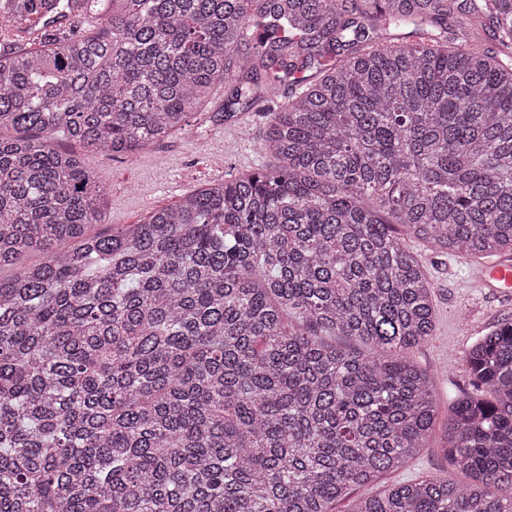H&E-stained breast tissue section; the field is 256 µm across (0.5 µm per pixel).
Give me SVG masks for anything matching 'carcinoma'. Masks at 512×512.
<instances>
[{
  "label": "carcinoma",
  "mask_w": 512,
  "mask_h": 512,
  "mask_svg": "<svg viewBox=\"0 0 512 512\" xmlns=\"http://www.w3.org/2000/svg\"><path fill=\"white\" fill-rule=\"evenodd\" d=\"M98 2L0 0L43 22L0 50V512H335L438 418L403 240L512 256V0H108L96 34L58 26ZM218 83L230 114L275 102L269 162L90 233L103 190L54 140L133 154ZM466 361L443 450L468 482L351 512H512V318Z\"/></svg>",
  "instance_id": "obj_1"
}]
</instances>
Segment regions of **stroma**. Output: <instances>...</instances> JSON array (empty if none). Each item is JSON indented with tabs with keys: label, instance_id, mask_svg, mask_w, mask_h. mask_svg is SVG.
<instances>
[{
	"label": "stroma",
	"instance_id": "1",
	"mask_svg": "<svg viewBox=\"0 0 512 512\" xmlns=\"http://www.w3.org/2000/svg\"><path fill=\"white\" fill-rule=\"evenodd\" d=\"M230 93V87L224 85L212 90L202 109L180 128L129 156L87 152L77 142L60 140V147L79 154L105 186L106 224L123 227L142 223L153 211L175 204L204 184L263 164L256 146L267 131L268 118L254 111L227 114L224 100ZM404 244L427 270L436 309L434 334L415 351L414 358L420 366L432 369L435 392L446 405L469 387L465 356L472 343L501 318L512 317V296L500 298L476 287L473 274L478 262L428 251L410 238ZM441 445L440 435H433L426 448L398 471L384 476L382 484L420 481L435 475L465 483V476L453 469ZM382 484L362 488L361 493L376 494Z\"/></svg>",
	"mask_w": 512,
	"mask_h": 512
}]
</instances>
